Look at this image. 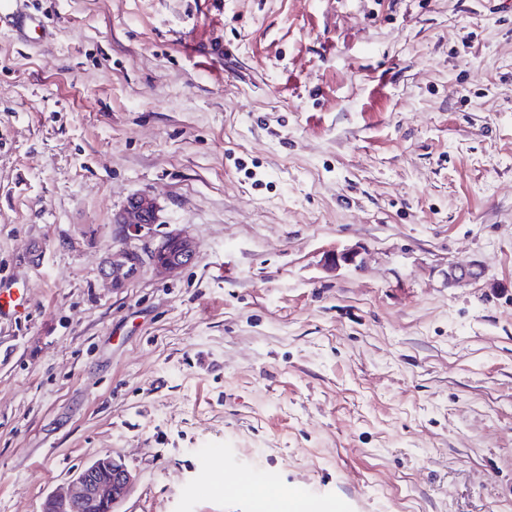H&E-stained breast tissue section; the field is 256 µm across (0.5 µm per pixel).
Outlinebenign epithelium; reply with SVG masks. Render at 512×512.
Listing matches in <instances>:
<instances>
[{"label": "benign epithelium", "instance_id": "benign-epithelium-1", "mask_svg": "<svg viewBox=\"0 0 512 512\" xmlns=\"http://www.w3.org/2000/svg\"><path fill=\"white\" fill-rule=\"evenodd\" d=\"M156 209L155 202L146 196H136L127 203L117 223L120 246L112 251L103 269V277L112 287H124L146 261L158 275L167 277L194 260V243L186 235L173 233L153 244ZM481 276L482 269L475 263L448 266L450 285ZM132 484L133 477L126 465L104 455L81 469L66 491L48 495L44 509L47 512H116V506L127 497Z\"/></svg>", "mask_w": 512, "mask_h": 512}]
</instances>
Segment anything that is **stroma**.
Returning a JSON list of instances; mask_svg holds the SVG:
<instances>
[{"label": "stroma", "instance_id": "stroma-1", "mask_svg": "<svg viewBox=\"0 0 512 512\" xmlns=\"http://www.w3.org/2000/svg\"><path fill=\"white\" fill-rule=\"evenodd\" d=\"M18 7L0 512L108 454L118 512H251L258 471L319 512H512V0ZM139 194L196 257L116 290ZM24 305V288L17 282L0 278V320L15 317Z\"/></svg>", "mask_w": 512, "mask_h": 512}]
</instances>
